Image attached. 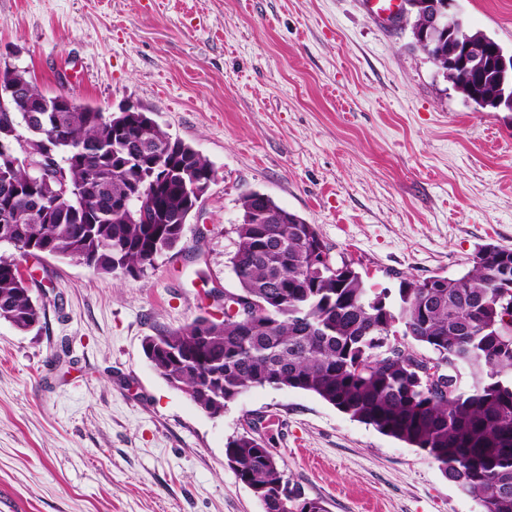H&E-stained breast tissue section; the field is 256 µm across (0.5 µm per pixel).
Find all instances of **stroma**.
<instances>
[{"mask_svg":"<svg viewBox=\"0 0 512 512\" xmlns=\"http://www.w3.org/2000/svg\"><path fill=\"white\" fill-rule=\"evenodd\" d=\"M460 8L512 53V0ZM0 63L48 97L137 104L217 171L140 279L28 260L33 295L60 302L37 330L0 320V512H263L224 455L258 416L290 487L329 512H480L424 451L314 394L253 388L209 416L143 341L236 289L226 259L252 191L378 288L512 249V112L465 102L409 25L359 0H0Z\"/></svg>","mask_w":512,"mask_h":512,"instance_id":"35a3bbf8","label":"stroma"}]
</instances>
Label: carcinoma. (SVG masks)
I'll return each instance as SVG.
<instances>
[{
  "label": "carcinoma",
  "mask_w": 512,
  "mask_h": 512,
  "mask_svg": "<svg viewBox=\"0 0 512 512\" xmlns=\"http://www.w3.org/2000/svg\"><path fill=\"white\" fill-rule=\"evenodd\" d=\"M484 51L505 53L463 23ZM415 46L448 77V31ZM27 86L0 140L29 139L41 158L51 146L56 168L32 183L28 167L0 156V320L21 332L37 327L47 304L30 294L20 272L31 240L55 257L104 274L141 278L155 259L177 248L193 206L216 181L194 147L161 126L112 127V114L88 105L49 112L44 133L29 131L20 112L42 97L26 71L5 68ZM464 100L512 111V75L480 76L459 68L451 79ZM234 250L237 291L259 306L247 319L201 315L145 339L144 350L171 387L214 416L251 388L310 392L380 433L419 448L443 475L475 499L481 512H512V250L487 244L462 274L441 282L403 278L396 288L369 286L350 261L337 262L317 228L271 197L240 199ZM398 332L406 354L378 357ZM467 361L469 384L448 369ZM448 375V396L426 371ZM225 457L264 512H328L323 501L293 493L270 450L250 434L232 437Z\"/></svg>",
  "instance_id": "cac0c4a2"
}]
</instances>
